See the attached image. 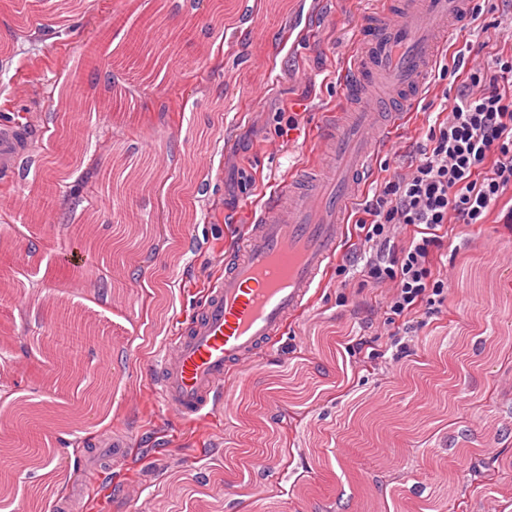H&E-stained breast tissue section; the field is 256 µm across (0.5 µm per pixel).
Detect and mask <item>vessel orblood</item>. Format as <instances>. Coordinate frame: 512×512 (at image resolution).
<instances>
[{
	"label": "vessel or blood",
	"instance_id": "obj_1",
	"mask_svg": "<svg viewBox=\"0 0 512 512\" xmlns=\"http://www.w3.org/2000/svg\"><path fill=\"white\" fill-rule=\"evenodd\" d=\"M470 8L471 0H395L362 19L351 73L342 79L351 108L324 112L317 166L280 180L251 210L194 317L149 362L151 395L171 420L229 413L247 395L249 370L310 306L376 153L406 122L440 49L470 19ZM139 9V0H126L110 15L105 31L82 46L83 63L109 59L110 32L126 30ZM97 484L93 470L75 472L73 496L57 503L58 512H77L79 498Z\"/></svg>",
	"mask_w": 512,
	"mask_h": 512
}]
</instances>
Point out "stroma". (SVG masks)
Instances as JSON below:
<instances>
[{"label": "stroma", "instance_id": "obj_1", "mask_svg": "<svg viewBox=\"0 0 512 512\" xmlns=\"http://www.w3.org/2000/svg\"><path fill=\"white\" fill-rule=\"evenodd\" d=\"M124 0H74L48 26L18 32L12 58L0 66V119L21 124L26 140L20 155L40 152L51 139L45 120L58 104V90L71 83L80 44ZM480 13L443 49L444 64L469 69L472 59L494 67L512 53V0H474ZM141 0L162 25L191 29V41H175L161 71L132 74L114 55L99 78L121 90L130 110L102 107L86 121L84 143L97 166L72 174L58 189L53 208L35 221H16L11 199L37 192L16 186L13 172L0 171V386L39 406L36 430L51 445L52 472L30 471L16 481L14 506L38 500L47 505L65 496L79 465L92 450L78 443L98 431L118 429L137 457L105 470L109 496L95 495L92 512H137L123 494L134 481L150 512H502L512 497V440L485 454L488 435L512 428V229L494 222L449 225L436 253L438 265L456 273L442 311L425 315L412 334L413 353L394 360L384 336L385 291L367 285L360 258L363 207L348 217L342 250L330 265L311 306L289 323L282 337L251 372L255 405L223 415L221 432L209 425L168 424L160 405H132L126 390L146 384L143 366L158 354L176 326L189 316L200 290L218 274L234 247L248 208L259 203L274 180L315 162L313 142L321 111L346 110L337 76L353 51L360 20L372 0H288L275 11L271 0H229L217 18L215 0ZM269 79L272 89L256 95ZM453 78L432 71L413 105L410 122L375 157L362 194L418 155L441 110L443 95H456ZM296 114L299 127L278 137L282 115ZM156 132V149L143 136ZM279 153H271L272 143ZM153 162V176L131 201L108 191L97 167L125 169L130 150ZM194 178L193 228L170 230L168 207L176 189ZM79 202L91 218L92 238L123 240L124 226L147 227L133 247L111 264L74 267L80 243L65 235L66 214ZM140 277H132V270ZM153 309H146V300ZM66 307L76 312L89 338L76 359L78 386L54 389L56 327L37 323V312ZM116 341L114 370L101 376L96 344L101 331ZM364 339L362 351L330 356L321 345L336 332ZM469 347L495 341L499 355L458 368L452 341ZM29 369L17 373L14 361ZM304 368L309 389L296 399L276 383ZM469 429L472 456L489 462L497 477L491 492H478L471 463L448 455V423ZM270 448L286 449L264 481L225 485L229 460L249 462ZM346 449L337 458V449ZM186 491L172 499L169 488ZM423 486V494L412 491Z\"/></svg>", "mask_w": 512, "mask_h": 512}]
</instances>
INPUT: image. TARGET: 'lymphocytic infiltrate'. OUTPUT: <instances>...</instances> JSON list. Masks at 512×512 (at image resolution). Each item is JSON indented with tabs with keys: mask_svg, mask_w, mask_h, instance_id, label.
<instances>
[{
	"mask_svg": "<svg viewBox=\"0 0 512 512\" xmlns=\"http://www.w3.org/2000/svg\"><path fill=\"white\" fill-rule=\"evenodd\" d=\"M428 140L406 172L380 184L359 220L367 277L387 286L386 309L402 320L448 301V276L435 268L440 229L486 223L496 210L512 223V55L491 70L469 68ZM402 227L409 235L399 236Z\"/></svg>",
	"mask_w": 512,
	"mask_h": 512,
	"instance_id": "obj_1",
	"label": "lymphocytic infiltrate"
}]
</instances>
